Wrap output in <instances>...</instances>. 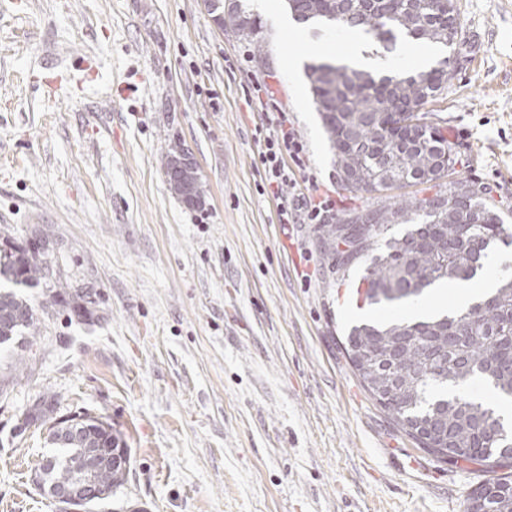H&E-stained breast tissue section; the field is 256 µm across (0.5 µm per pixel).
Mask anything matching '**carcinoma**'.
Listing matches in <instances>:
<instances>
[{
	"label": "carcinoma",
	"mask_w": 512,
	"mask_h": 512,
	"mask_svg": "<svg viewBox=\"0 0 512 512\" xmlns=\"http://www.w3.org/2000/svg\"><path fill=\"white\" fill-rule=\"evenodd\" d=\"M299 21L339 24L375 37L383 47L400 37L452 46L460 24L456 0L437 8L431 0H287ZM224 27L261 46V22L239 0L221 3ZM445 58L428 69L381 75L324 61L308 67L307 78L334 152L336 175L351 192L367 193L377 204L352 211L336 224L322 225L320 247L344 273L364 265L360 295L368 306L405 302L427 293L439 282L464 283L485 268L489 249L512 243V226L489 204L490 187L458 175L462 143L448 138L437 123L419 125L421 108L448 87L453 72ZM178 195L193 188L202 199L198 168L166 175ZM423 187L433 194L408 195ZM394 224L412 229L388 235ZM47 237L29 246L5 239L0 248V345L35 328L39 312L58 306L80 322L93 313L68 298L53 278L46 258ZM499 286L461 311L422 320L352 326L344 349L371 398L418 447L443 459L477 462L493 474L472 496L489 486L499 488L496 512H512V480L497 472L512 468V455L494 451L505 432L496 408L464 393L441 394L445 388L481 379L504 399L512 398V276H498ZM46 282L54 289L49 303L35 305L17 294L19 287ZM36 406L26 423L46 426L51 452L36 474L39 488L91 478L111 491L126 472L101 465L84 436L60 439L70 423L120 442L106 422L88 413L43 420Z\"/></svg>",
	"instance_id": "obj_1"
}]
</instances>
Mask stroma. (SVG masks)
<instances>
[{
    "mask_svg": "<svg viewBox=\"0 0 512 512\" xmlns=\"http://www.w3.org/2000/svg\"><path fill=\"white\" fill-rule=\"evenodd\" d=\"M266 3L258 48L204 0H0V233L48 236L94 313L52 308L30 347L0 349V512H56L32 483L46 430L24 422L44 401L103 418L130 452L99 512H463L486 480L419 449L352 367L350 327L399 307L360 305L362 267L337 281L318 225L276 221L297 193L329 194L331 224L373 203L337 183L307 67L355 45L385 73L418 44L288 28L285 0ZM457 7L454 76L424 110L512 224V0ZM258 83L274 104L252 99ZM281 111L304 152L276 195L256 131ZM174 143L199 164L202 207L167 183Z\"/></svg>",
    "mask_w": 512,
    "mask_h": 512,
    "instance_id": "stroma-1",
    "label": "stroma"
}]
</instances>
